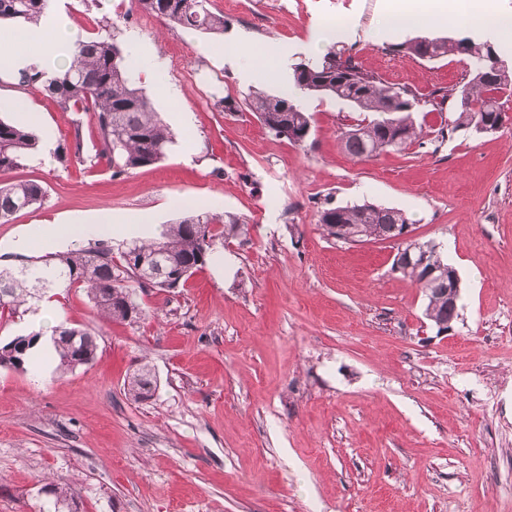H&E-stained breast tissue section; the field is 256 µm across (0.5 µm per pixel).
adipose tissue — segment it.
<instances>
[{
	"label": "adipose tissue",
	"mask_w": 512,
	"mask_h": 512,
	"mask_svg": "<svg viewBox=\"0 0 512 512\" xmlns=\"http://www.w3.org/2000/svg\"><path fill=\"white\" fill-rule=\"evenodd\" d=\"M431 24L468 27L483 38L500 42L512 40V12L500 9L497 0H482L476 9L469 0H393L382 31L391 34ZM72 39V33L59 25L26 34L1 27L0 40L9 44L10 50L0 54V73L10 71L31 55L48 57L57 67L66 68L64 47Z\"/></svg>",
	"instance_id": "ef3b65f1"
}]
</instances>
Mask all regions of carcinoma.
Listing matches in <instances>:
<instances>
[{
  "label": "carcinoma",
  "mask_w": 512,
  "mask_h": 512,
  "mask_svg": "<svg viewBox=\"0 0 512 512\" xmlns=\"http://www.w3.org/2000/svg\"><path fill=\"white\" fill-rule=\"evenodd\" d=\"M52 0H0V24L36 26L50 8ZM132 9L155 16L171 27L202 33H222L228 22L224 14L209 8L208 0H131ZM113 23L99 20L98 32L72 44L69 67L50 73L36 62L26 63L12 73L20 89L51 98L64 112H89L96 130L95 157L112 165V174L121 175L160 162L175 143V134L138 85L127 54L109 34ZM415 59L436 60L459 56L469 65L468 81L443 91L457 95L453 115L441 134L476 132L481 124L503 113L499 93L512 94V67L493 45L469 37L418 38L397 47ZM293 92L277 95L250 89L237 100L229 95L218 106L235 114L251 112L261 125L277 137L300 146L307 145L312 116L300 104L303 98L332 97L349 102L365 118L346 125L340 132L343 150L356 160L370 159L383 152L424 147L425 134L414 115L430 104L407 86L388 84L356 64L344 52L330 48L317 62L294 65ZM38 147L36 135L24 126L0 118V171L25 166ZM59 163H85L80 137L65 146ZM47 189L37 179H23L0 186V223L7 224L21 211L36 210L44 203ZM318 223L327 236L336 238L344 228L358 232L362 241L388 240L396 226L409 223L406 214L394 207L370 202L318 210ZM224 225L219 229L218 225ZM246 224L235 216L225 217L210 211L194 212L173 224L162 225L158 236L136 239L116 252L112 242L91 239L79 249L48 253L28 260L15 269H0V308L15 314L28 311L47 293L63 288L83 291L103 321L136 322L142 308L137 294L157 290L169 292L185 283L201 268L214 242L226 236L245 235ZM434 274L429 282L415 269L402 276L419 285L427 303L424 316L435 326L451 328L459 312L448 306L443 289L448 287V262L437 252L431 255ZM96 331L60 324L53 329L50 351L63 371L88 365L95 357ZM39 334L17 336L0 342V366L20 368L28 361ZM125 389L135 402L151 399L156 380L145 364L127 380ZM52 512L76 503L75 481H51L44 486Z\"/></svg>",
  "instance_id": "carcinoma-1"
}]
</instances>
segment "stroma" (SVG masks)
<instances>
[{"mask_svg":"<svg viewBox=\"0 0 512 512\" xmlns=\"http://www.w3.org/2000/svg\"><path fill=\"white\" fill-rule=\"evenodd\" d=\"M118 2L51 10L75 37L106 16L122 44H145L160 79L141 85L176 142L124 175L103 161L64 167L74 135L93 146L91 117L28 95L49 141L0 171V186L37 179L48 197L0 224V264L20 263L23 234L104 210L149 216L156 233L197 200L248 233L217 239L185 287L142 296L138 322L102 325L83 292L59 297L60 321L98 326L97 356L68 372L41 353L0 367V512H39L48 478L78 479L77 512H512V125L444 138L439 107L421 120L424 148L359 161L339 141L357 117L348 102L304 99L315 129L304 147L217 105L249 90L241 46H267L257 86L277 94L310 60V29L335 20L353 29L338 46L363 69L427 96L461 83L465 62L396 47L457 30L380 36L387 0H209L228 28L187 32L145 27ZM175 51L192 80L173 73ZM363 201L403 210L458 271L451 331L437 332L421 288L393 271L396 243L318 229V203ZM144 360L157 389L136 402L124 383Z\"/></svg>","mask_w":512,"mask_h":512,"instance_id":"35a3bbf8","label":"stroma"}]
</instances>
